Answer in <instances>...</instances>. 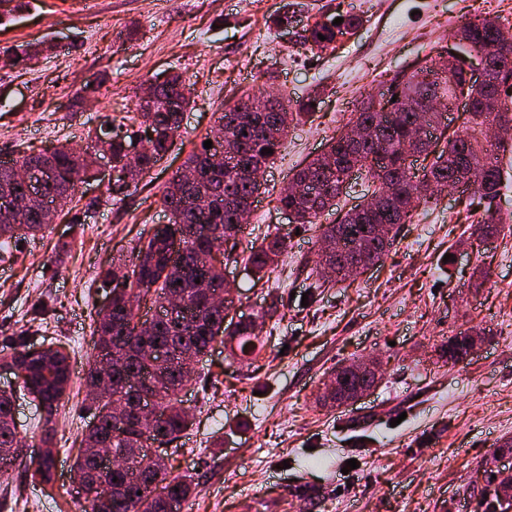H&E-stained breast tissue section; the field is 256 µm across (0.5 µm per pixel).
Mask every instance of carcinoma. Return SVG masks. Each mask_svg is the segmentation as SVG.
<instances>
[{
  "instance_id": "1",
  "label": "carcinoma",
  "mask_w": 512,
  "mask_h": 512,
  "mask_svg": "<svg viewBox=\"0 0 512 512\" xmlns=\"http://www.w3.org/2000/svg\"><path fill=\"white\" fill-rule=\"evenodd\" d=\"M338 17L343 22L332 25ZM487 21L486 17H476L465 22L457 39L467 51L480 45L498 52V70L492 84H476L463 60L450 66L448 52H438L429 63L403 72L388 89L389 98L366 95L353 118L330 140L325 153L297 170L290 185L280 191L278 204L293 210L294 223L319 225L320 242L333 246L332 254L320 249V269L340 261L336 253L351 249L353 243L364 249L371 262L382 261L394 244L399 225L409 222L419 206L433 202L463 170L472 171L465 188V208L479 211L473 220L474 234L483 242L497 234L503 218L494 202L512 162L488 160L489 149L503 144L488 142L485 131L494 124L512 123V29L494 33ZM362 24V15L336 11L315 23L308 34L299 36V45L327 49L336 43V34L356 30ZM320 34L326 40H320ZM52 49L54 45L42 42L20 55L7 56L4 66L21 67L28 56ZM191 94L189 82L182 74L173 73L158 84L152 97H139L129 123L112 130V139L105 146L113 161L123 167L129 162L130 148L141 144L132 182L142 179L168 153L180 131L183 112L191 105ZM437 96L445 101L442 112L428 106ZM487 99L497 101L499 110H485L483 102ZM460 100L468 102L470 112L461 128L450 132L448 111ZM317 101L318 93H311L296 101L294 110L289 111L282 98L260 92L225 108L218 118L217 132L222 134V150L232 154L234 162L215 163L211 150L203 146L192 151L162 191L160 201L169 214L168 223L144 226L133 247L130 268L118 266L100 274L102 282L110 283L112 302L109 308L96 312L95 353L85 382L92 389L106 379L111 394L94 406L74 461L82 476L78 490L81 512H173L171 503L188 498L191 482L170 472L178 452L174 443L192 426L179 395L214 344L236 342L231 353L241 359L263 347L251 323L234 321L225 311L211 306L210 296L224 291V260L212 255V246L218 241L234 242L244 235L246 225L239 222L238 212L252 205L261 189V182L253 179L252 173L274 159V155L261 150H278L290 124L312 112ZM417 123L427 144L434 139L444 140L435 160L420 171L397 150L415 138ZM361 126L378 128L381 139L353 138L350 131ZM21 158L45 168L41 191L61 211L91 176L86 153L68 146L48 153L25 152ZM354 168L366 172L370 199L338 214L333 224L320 223L324 212L335 206L346 190L348 174ZM11 178L10 168L0 163V182L11 183L7 198L13 203L0 217V260L10 252L11 244L35 237L46 227L31 211L14 205L26 198L29 189L20 182H11ZM284 247L285 242L278 237L250 244L245 261L257 279L272 270ZM170 265L175 268L174 274H163ZM142 302L162 309L147 336L134 321V305ZM101 352L111 363L105 375L99 368ZM49 359L64 368L69 353L59 347L47 355L34 345L25 346L12 353L10 363L26 372ZM360 382L362 379L356 376H344L330 402L338 406L348 403ZM68 384L65 377L59 384L52 378L38 384L25 375L19 388L37 401L39 421L47 426L57 414ZM145 391L158 410L157 419L115 433L108 425L113 420L111 404H140ZM13 404V393L0 391V475L13 465L20 447ZM97 448L121 453L142 448L144 453L128 470L114 472L100 466ZM35 475L44 483L53 481L50 453L42 455Z\"/></svg>"
}]
</instances>
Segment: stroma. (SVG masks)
Returning a JSON list of instances; mask_svg holds the SVG:
<instances>
[{"label": "stroma", "mask_w": 512, "mask_h": 512, "mask_svg": "<svg viewBox=\"0 0 512 512\" xmlns=\"http://www.w3.org/2000/svg\"><path fill=\"white\" fill-rule=\"evenodd\" d=\"M286 0H0V52L49 40L52 54L0 69V157L61 145L87 147L106 117L133 110L151 79L189 80L193 103L167 155L127 194L110 195L100 171L79 194L95 200L79 221L58 217L0 262V360L29 344L70 354L72 378L51 431L18 395L22 447L0 480V512H79L73 462L91 415L84 377L93 318L110 298L100 272L129 260L146 224H164L161 192L187 155L212 136L225 103L271 88L315 111L291 128L262 175L247 238L285 239L276 267L256 278L227 265L234 319L269 303L264 347L245 360L223 344L181 393L193 425L178 442L172 476L197 483L180 512H473L499 444L512 438V180L497 200L499 233L473 236L456 194L442 193L400 225L383 261L359 277L310 288L319 230L296 227L277 204L293 171L322 152L362 97L402 71L458 52L453 35L478 16L512 19V0H300L302 23L318 8L362 14L335 49H302L270 27ZM135 25L138 38L122 41ZM98 98L74 105L88 81ZM477 332L474 353L452 363L449 337ZM375 356L381 381L360 400L325 404L338 365ZM52 453L55 477L34 484V462ZM358 466L346 470L347 460Z\"/></svg>", "instance_id": "1"}]
</instances>
